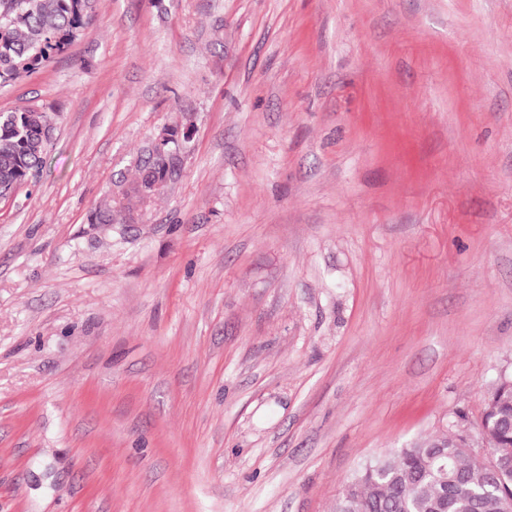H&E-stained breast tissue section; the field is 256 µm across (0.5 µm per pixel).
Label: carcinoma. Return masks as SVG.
Wrapping results in <instances>:
<instances>
[{
    "label": "carcinoma",
    "instance_id": "cac0c4a2",
    "mask_svg": "<svg viewBox=\"0 0 512 512\" xmlns=\"http://www.w3.org/2000/svg\"><path fill=\"white\" fill-rule=\"evenodd\" d=\"M92 0H0V85L39 69L66 52L91 21ZM51 116L27 107L0 113V197L8 198L40 173ZM166 157L148 153L126 194L145 202L141 185L165 177ZM512 373L489 394L481 426L488 445L512 451ZM512 501V475L498 476L470 459L468 439L448 431L418 440L367 465L348 480L336 512H502Z\"/></svg>",
    "mask_w": 512,
    "mask_h": 512
}]
</instances>
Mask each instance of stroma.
<instances>
[{"label":"stroma","mask_w":512,"mask_h":512,"mask_svg":"<svg viewBox=\"0 0 512 512\" xmlns=\"http://www.w3.org/2000/svg\"><path fill=\"white\" fill-rule=\"evenodd\" d=\"M0 512H335L512 369V0H96L0 112ZM181 177L120 207L152 141ZM51 116L33 107L0 113L1 198H8L30 178L39 175L50 144L43 128Z\"/></svg>","instance_id":"1"}]
</instances>
